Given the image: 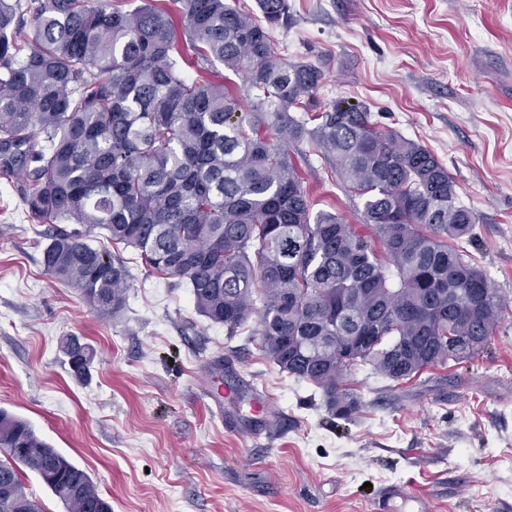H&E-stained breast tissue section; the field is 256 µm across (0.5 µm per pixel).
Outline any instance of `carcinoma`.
<instances>
[{"label":"carcinoma","instance_id":"cac0c4a2","mask_svg":"<svg viewBox=\"0 0 512 512\" xmlns=\"http://www.w3.org/2000/svg\"><path fill=\"white\" fill-rule=\"evenodd\" d=\"M175 2L176 20L158 0H0V177L20 182L34 220L84 227L50 236L44 271L115 316L129 273L87 242L102 228L189 285L210 322L232 333L257 316L266 356L347 421L362 408L355 366L401 383L483 353L504 303L448 245L474 216L441 161L362 104L317 112L310 129L296 119L324 71L275 55L267 28L288 25V0H256L262 23L228 0ZM215 62L244 92L187 76ZM270 129L316 144L362 198L368 234L314 209ZM60 349L88 377L94 348L67 336ZM28 472L66 512H112L83 469L0 409V512H45Z\"/></svg>","mask_w":512,"mask_h":512}]
</instances>
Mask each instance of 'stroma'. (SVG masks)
Here are the masks:
<instances>
[{
	"mask_svg": "<svg viewBox=\"0 0 512 512\" xmlns=\"http://www.w3.org/2000/svg\"><path fill=\"white\" fill-rule=\"evenodd\" d=\"M275 55L322 67L314 92L365 104L379 128L430 150L475 216L461 247L507 307L488 349L397 384L348 377L363 407L329 421L319 389L199 315L190 288L95 229L129 271L123 310L98 317L49 276V225L0 180V408L86 471L112 512H512V0H288ZM319 209L359 224L362 199L309 140L288 142ZM97 356L72 376L62 337ZM272 399L273 415L250 402Z\"/></svg>",
	"mask_w": 512,
	"mask_h": 512,
	"instance_id": "1",
	"label": "stroma"
}]
</instances>
